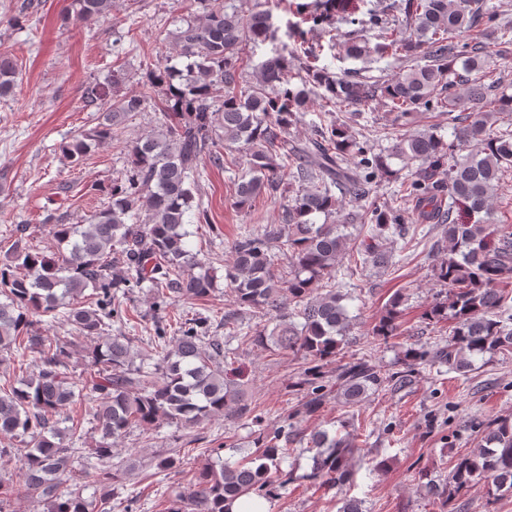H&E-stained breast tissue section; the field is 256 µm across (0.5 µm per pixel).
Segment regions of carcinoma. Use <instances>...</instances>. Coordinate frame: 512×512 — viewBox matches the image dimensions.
<instances>
[{"label":"carcinoma","mask_w":512,"mask_h":512,"mask_svg":"<svg viewBox=\"0 0 512 512\" xmlns=\"http://www.w3.org/2000/svg\"><path fill=\"white\" fill-rule=\"evenodd\" d=\"M113 0H70L66 20L112 17ZM339 0L302 6L306 29L294 33L289 51L299 62L293 69L277 52L264 61L253 81L244 75L246 47L274 40L268 0L248 15L228 10L224 0H193L177 17L176 50L164 57L152 83L163 121L151 134L127 145V161L112 178L111 201L83 224H54L53 237L65 251L53 260L27 243L19 225L6 243L0 265V365L13 348L31 357V371L0 386V458L15 454L14 441L26 440L21 458L24 479L14 486L0 481V512L11 499L29 495L48 512H104L115 496V474L107 466L112 441L133 426H151L166 417L194 426L214 414L251 412L244 386L226 369L230 349L206 335V318L180 322L172 337L162 320L155 336H105L108 321L126 314L120 296L150 288L158 308L168 301L192 303L208 297L214 278L198 253L188 249L186 225L209 223L207 211L193 205L203 159L241 168L235 206H254L264 196L283 195L282 223L259 224L239 235L230 247L225 279L236 309L224 325L238 323L246 309L271 316L274 327L241 342L291 352L306 364L305 395L299 411L313 416L330 399L320 366L341 355L352 329L342 301L346 283L367 267L389 264L391 244L404 239L401 205L411 202L422 224L438 231L434 249L452 244L433 264L440 286L424 315L430 321L452 320L453 327L436 348L405 350L403 370L385 378L380 366L359 359L336 368V401L357 407L387 381L406 384L419 363L446 365L464 372L475 357L512 351V225L487 224L504 172L512 169V94L504 77L487 80L490 60H505L512 45V21L488 0H390L362 17L344 16L347 25L373 31L375 44L359 29L336 27ZM331 36L342 58L391 59L399 71L376 79L358 70L333 74L319 65L308 32ZM19 76L17 61L0 52V98L11 94ZM322 108L344 103L362 108L382 100L394 115L390 145L371 151L342 120L310 123L305 145L289 140V129L309 114L314 100ZM84 108L101 113L97 126L62 147L77 164L96 144L115 137L146 110L144 95L107 101L99 83L82 91ZM448 116L453 139L437 130L410 129L419 112ZM416 166L410 177L379 201L377 181L394 180L389 160ZM349 197L355 211L338 208L336 193ZM324 215V222L314 217ZM114 254L124 265L111 263ZM91 293H86V290ZM402 291L392 295L371 335L383 342L402 335ZM52 316L68 326L66 336H45L36 316ZM96 339L90 360L78 371L71 362L75 339ZM155 351L134 352V340ZM90 401L99 440L89 455L101 463L96 498H83L84 485L67 484L75 445L85 443L82 422L65 413ZM285 427L261 438L248 458L231 463L207 462L194 480L178 491L168 512H230L237 499L253 492L269 496L294 481L282 469L300 442ZM349 436L316 430L308 438L310 472L318 487L341 489L355 481ZM476 480L497 492L512 493V421L489 422L477 451L457 461L451 481L458 488Z\"/></svg>","instance_id":"obj_1"}]
</instances>
